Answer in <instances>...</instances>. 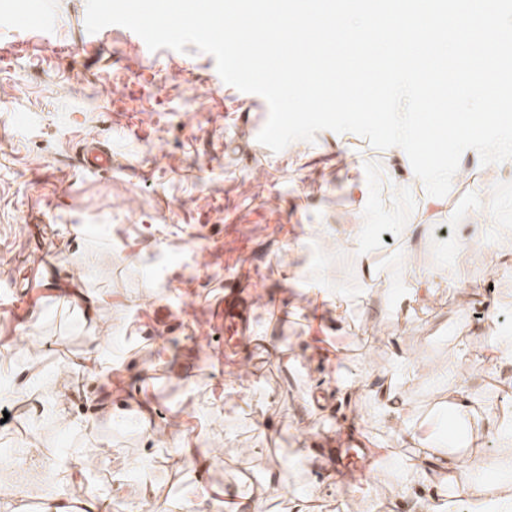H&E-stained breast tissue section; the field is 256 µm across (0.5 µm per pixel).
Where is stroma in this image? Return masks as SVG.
I'll use <instances>...</instances> for the list:
<instances>
[{
  "label": "stroma",
  "mask_w": 512,
  "mask_h": 512,
  "mask_svg": "<svg viewBox=\"0 0 512 512\" xmlns=\"http://www.w3.org/2000/svg\"><path fill=\"white\" fill-rule=\"evenodd\" d=\"M85 17L86 0L0 16V445L85 463L35 498L4 480L0 512L92 492L112 512H212L208 495L240 512H425L435 496L465 512L455 480L427 483L394 429L406 404L423 447L512 500V340H499L512 183L497 184L490 226L474 150L437 201L402 148L354 133L272 151L257 139L266 100L221 84L212 55L152 51L117 25L91 33ZM88 139L111 172L85 170ZM354 161L369 200L344 189ZM349 224L388 226L394 242L366 254ZM440 225L489 253L439 251ZM413 265L437 279L431 302L407 301ZM230 292L247 321L231 350L210 330ZM499 345L500 365L481 369ZM490 413L501 429L483 431ZM345 416L375 459L359 485L319 476L312 455ZM478 452L492 467L472 468Z\"/></svg>",
  "instance_id": "1"
}]
</instances>
